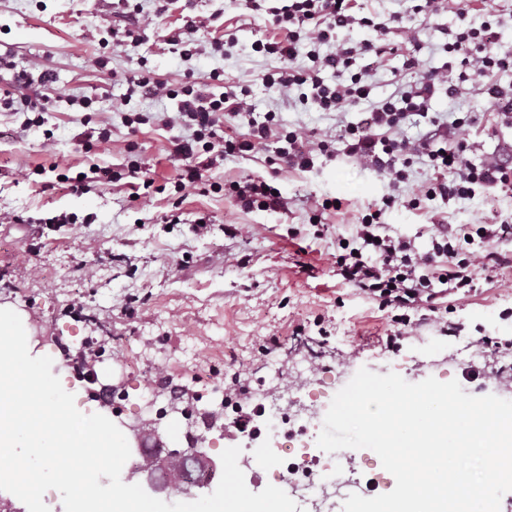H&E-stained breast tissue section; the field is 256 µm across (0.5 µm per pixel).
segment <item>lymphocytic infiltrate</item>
<instances>
[{
	"label": "lymphocytic infiltrate",
	"instance_id": "1",
	"mask_svg": "<svg viewBox=\"0 0 512 512\" xmlns=\"http://www.w3.org/2000/svg\"><path fill=\"white\" fill-rule=\"evenodd\" d=\"M360 8L359 0H287L271 12L273 36L257 46L260 53L278 62L267 74L266 83L281 97L325 111L366 105L364 117L346 126L339 143L311 139L299 128H283L275 113L255 114L244 93L231 88L216 94L191 81L173 88L141 72L129 78L128 91L180 101L179 114L192 135L174 147L182 161L173 184L175 195H182L187 186L202 184L216 157L247 158L268 149L278 160L301 171L312 168L317 156L342 155L386 179L390 191L382 196L380 206L361 213L346 245L337 246L336 272L379 308L393 309L392 323L413 329L427 323L440 295H468L476 286L478 271L492 272L512 264V258L491 249L495 242L512 237V223L506 221L435 225L431 248L423 254L411 241L386 234L380 222L383 213L398 202V189L417 161L425 163L432 176L420 186L417 196L408 200L412 209L424 198L449 201L512 192L511 154L479 165L467 158L469 143L464 132L473 125L472 116L448 122L429 114L438 94L456 93V85L448 79L449 70L456 68L475 90L493 100L501 122L512 123V89L489 80L493 71L512 67V55L500 53L495 21L476 25L466 12H459V23L448 30L444 45L447 69L431 72L398 95L375 102L371 99V72L357 68L356 60L370 54L374 65H382L391 28L388 22L360 16ZM353 24L373 31V39L358 46L337 40V29ZM303 43L310 47V65L299 68L294 60ZM324 45L332 46V53L320 55ZM326 68L335 69V84L324 82L321 72ZM414 116L426 121L425 131L416 139L403 132L406 121ZM236 121L247 126L246 134L223 133L224 124ZM224 193L251 210L287 207L273 181L260 176L227 182Z\"/></svg>",
	"mask_w": 512,
	"mask_h": 512
}]
</instances>
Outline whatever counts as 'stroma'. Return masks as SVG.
<instances>
[{
	"label": "stroma",
	"instance_id": "1",
	"mask_svg": "<svg viewBox=\"0 0 512 512\" xmlns=\"http://www.w3.org/2000/svg\"><path fill=\"white\" fill-rule=\"evenodd\" d=\"M266 4L256 12L250 0H175L131 49L100 42L125 12V0H0V54L14 64L0 71V91L11 88L17 73L37 67L54 78L37 90L49 100L41 126L24 128L25 114L0 112V306L25 319L39 314L41 336L68 338L66 352L51 354L52 372L86 414L102 407L88 399L68 357L81 353L83 337H105L108 358L96 361L95 369L100 383L124 385L129 423L141 394L158 389L164 379L188 399L219 384L249 393L279 387L291 406L315 412L314 429L297 442L314 454L332 398L363 367L383 375L393 371L411 383L431 376L455 379L474 396L502 395L498 375L512 374V318L502 316L512 308V266L480 281L466 299H437L460 333L443 336L424 326L407 331L393 348L386 344V312L337 276V239L350 236L357 216L389 191L372 170L341 157L318 161L308 171L269 164L264 152L217 159L209 181L274 178L288 199L287 210L278 212L248 211L223 193L200 188L189 190L176 209L164 193L152 194L145 205L131 201V186L124 181L95 182L86 192L57 183L55 165L77 172L114 169L125 163L131 143L156 184L174 180L180 160L173 147L189 138V130L178 124L133 130L116 109L123 103L134 111L175 116L178 100L128 96L126 79L142 59L153 78L169 85L195 81L215 93L244 87L255 111H275L284 128L339 139L348 123L361 119L360 108L326 112L283 100L266 86L276 63L254 45L271 36L266 10L278 0ZM363 7L384 20L399 17L418 33L411 44L391 35L398 49L373 74L376 101L447 62L445 30L456 26L460 10H468L477 25L495 14L500 49L512 53V0H450L445 11L416 16L409 0H363ZM178 32L197 47L192 58L168 44V35ZM228 34L237 40L232 55L213 52L211 43ZM411 55L419 65L409 70L404 62ZM98 57L106 67H93ZM83 96L95 102L92 117L70 104ZM466 112L476 119L468 137L473 162L512 143V127L496 120L489 99L470 82L459 83L455 96L439 94L429 110L450 120ZM92 120L111 125L108 150L85 152L83 134ZM334 197L346 207L325 211V232L315 236L310 207L315 199ZM174 210L179 223L166 225ZM62 213L74 216V223L50 224L51 216ZM14 215L22 216V223H11ZM201 216L209 223L199 229L195 221ZM508 217L512 192L492 199L426 200L417 209L398 205L382 222L391 235L409 238L425 252L431 225L493 224ZM203 413L208 454L216 459L226 448L250 447L247 487L259 492L271 484L276 467L271 440L252 442L226 432L216 407Z\"/></svg>",
	"mask_w": 512,
	"mask_h": 512
}]
</instances>
